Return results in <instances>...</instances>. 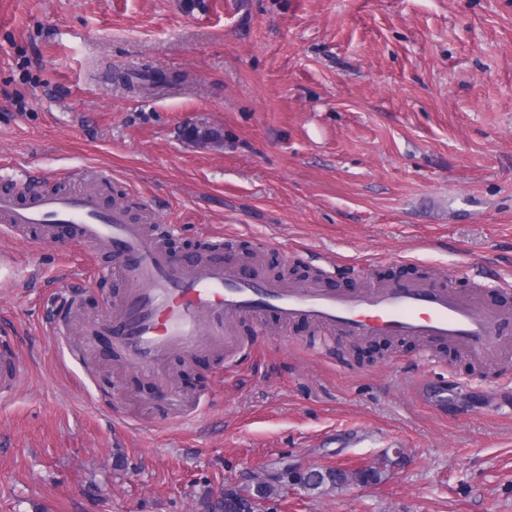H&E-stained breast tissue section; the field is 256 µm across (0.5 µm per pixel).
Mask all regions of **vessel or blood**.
Returning a JSON list of instances; mask_svg holds the SVG:
<instances>
[{
    "label": "vessel or blood",
    "mask_w": 512,
    "mask_h": 512,
    "mask_svg": "<svg viewBox=\"0 0 512 512\" xmlns=\"http://www.w3.org/2000/svg\"><path fill=\"white\" fill-rule=\"evenodd\" d=\"M82 177L86 186L75 193H0V227L20 233L32 225L49 231L64 224L94 252L115 260L127 291L109 313L117 343L141 369H154L173 353L203 343L238 355L242 348L234 323L269 313L284 325L303 319L354 341L411 337L448 343L489 360L508 345L499 326L512 320V312L488 310L476 293L444 282L370 281L345 293L314 282L287 284L255 269L210 260L178 262L124 209L102 207L101 170L85 169ZM205 324L211 334L204 340L199 329ZM23 368L11 349L0 346V398L13 394Z\"/></svg>",
    "instance_id": "vessel-or-blood-1"
}]
</instances>
